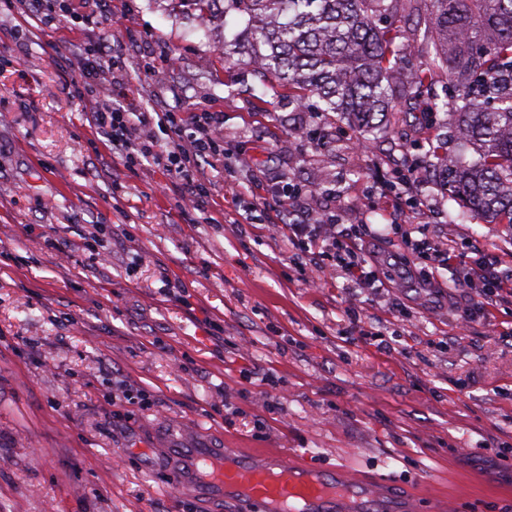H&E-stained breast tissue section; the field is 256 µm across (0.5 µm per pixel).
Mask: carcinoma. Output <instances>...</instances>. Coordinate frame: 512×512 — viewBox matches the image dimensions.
<instances>
[{"mask_svg": "<svg viewBox=\"0 0 512 512\" xmlns=\"http://www.w3.org/2000/svg\"><path fill=\"white\" fill-rule=\"evenodd\" d=\"M209 16H247L243 50L266 77L312 98L371 142L387 116H411L423 127L438 113L473 147L470 163L448 159V140L429 141L419 167L450 198L487 224L512 225V0H429V62L416 68L401 27L380 28L385 0H185ZM409 72L400 90L391 75ZM446 85V97L435 85Z\"/></svg>", "mask_w": 512, "mask_h": 512, "instance_id": "obj_1", "label": "carcinoma"}]
</instances>
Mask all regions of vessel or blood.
<instances>
[{"instance_id": "1", "label": "vessel or blood", "mask_w": 512, "mask_h": 512, "mask_svg": "<svg viewBox=\"0 0 512 512\" xmlns=\"http://www.w3.org/2000/svg\"><path fill=\"white\" fill-rule=\"evenodd\" d=\"M167 485L199 502L235 512H415L413 501L348 469L304 467L279 451L246 456L199 442L181 429L163 448Z\"/></svg>"}]
</instances>
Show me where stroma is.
<instances>
[{"label": "stroma", "mask_w": 512, "mask_h": 512, "mask_svg": "<svg viewBox=\"0 0 512 512\" xmlns=\"http://www.w3.org/2000/svg\"><path fill=\"white\" fill-rule=\"evenodd\" d=\"M112 9L141 36L137 108L213 113L226 153L208 220L185 221L169 176L114 160L66 90L76 45L108 23L47 27L0 2V512H201L165 481L160 441L188 421L203 442L396 483L418 512H512V295L474 317L462 265L436 257L488 245L510 268L512 226L462 218L426 177L381 196L423 132L396 120L359 144L297 109L234 53L237 12ZM255 202L265 223H240ZM323 211L360 238L374 286L349 288L327 254L298 264L280 227Z\"/></svg>", "instance_id": "1"}]
</instances>
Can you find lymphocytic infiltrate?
<instances>
[{
	"label": "lymphocytic infiltrate",
	"mask_w": 512,
	"mask_h": 512,
	"mask_svg": "<svg viewBox=\"0 0 512 512\" xmlns=\"http://www.w3.org/2000/svg\"><path fill=\"white\" fill-rule=\"evenodd\" d=\"M125 40L122 34L111 40L100 36L76 46L73 65L78 77L71 83L73 96L88 108L96 135L109 144L114 159L128 168L154 164L170 176L181 199L190 202L192 210L203 211L210 196V182L203 167L220 161L224 141L217 128L206 123L185 132L176 112L159 108L140 111L111 101L112 89L129 84L124 55L119 51ZM161 131L176 135V142L169 147L162 145L157 137ZM287 230L294 241H307L333 252L337 266L350 274L351 286L378 282L377 272H363L355 239L340 236L331 219L319 224L301 221L288 225ZM442 261L462 264L467 285L476 290L478 314L488 313L502 294H512V270L502 269L491 248L479 247L461 255L448 250Z\"/></svg>",
	"instance_id": "f902f5d3"
}]
</instances>
